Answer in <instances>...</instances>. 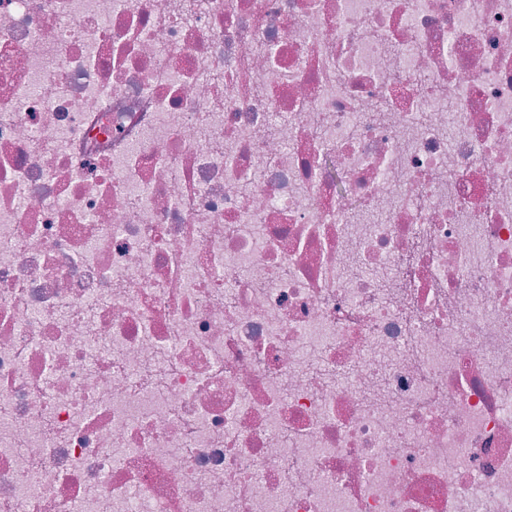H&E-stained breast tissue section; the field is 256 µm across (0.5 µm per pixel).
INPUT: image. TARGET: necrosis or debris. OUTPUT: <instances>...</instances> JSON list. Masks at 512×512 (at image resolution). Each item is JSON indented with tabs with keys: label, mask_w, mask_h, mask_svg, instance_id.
Masks as SVG:
<instances>
[{
	"label": "necrosis or debris",
	"mask_w": 512,
	"mask_h": 512,
	"mask_svg": "<svg viewBox=\"0 0 512 512\" xmlns=\"http://www.w3.org/2000/svg\"><path fill=\"white\" fill-rule=\"evenodd\" d=\"M0 512H512V0H0Z\"/></svg>",
	"instance_id": "1"
}]
</instances>
